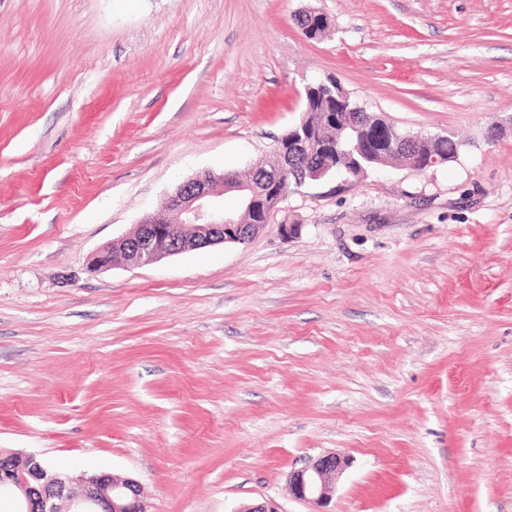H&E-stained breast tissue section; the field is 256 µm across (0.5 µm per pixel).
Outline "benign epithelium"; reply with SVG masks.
<instances>
[{
	"label": "benign epithelium",
	"instance_id": "7a95c632",
	"mask_svg": "<svg viewBox=\"0 0 512 512\" xmlns=\"http://www.w3.org/2000/svg\"><path fill=\"white\" fill-rule=\"evenodd\" d=\"M309 116L303 113L300 122L288 129V135L277 141L271 177L245 182L230 174L198 173L169 195L164 217L147 216L133 233L102 245L91 266H109L117 251L127 263L146 266L202 246L248 242L269 223L274 209L287 196L285 184L295 158L310 153L313 138L305 135ZM421 142L423 139L385 120L372 127L368 115L361 112L349 124L343 142L347 150H342L343 143L332 136L321 139L320 148L325 152L334 149L348 155L365 154L368 166L358 165L361 173L368 167H386L395 157L414 170L448 163V154L442 150L420 152ZM219 190L234 193L238 209L215 206L213 197ZM250 213L263 215V220L243 223L241 216ZM347 467L348 460L335 453L309 458L288 477L293 496L314 506L313 512H325L336 482ZM0 491L16 496L22 504L19 512H148L137 481L118 480L107 473L73 477L50 470L33 454L0 455Z\"/></svg>",
	"mask_w": 512,
	"mask_h": 512
}]
</instances>
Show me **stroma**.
<instances>
[{
    "label": "stroma",
    "instance_id": "stroma-1",
    "mask_svg": "<svg viewBox=\"0 0 512 512\" xmlns=\"http://www.w3.org/2000/svg\"><path fill=\"white\" fill-rule=\"evenodd\" d=\"M315 78L457 159L89 271L183 180L269 159ZM0 452L149 512H311L288 476L330 452L332 512H512V0H0Z\"/></svg>",
    "mask_w": 512,
    "mask_h": 512
}]
</instances>
